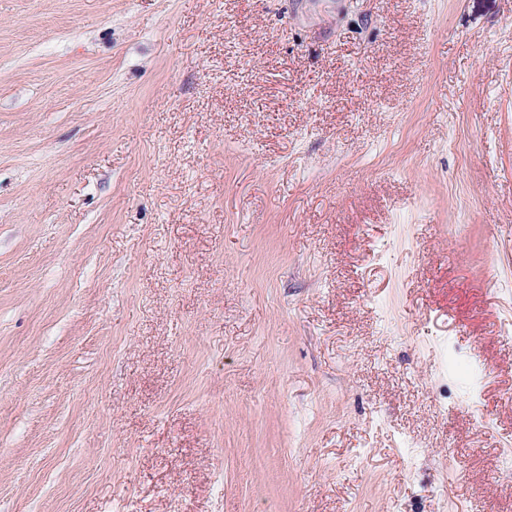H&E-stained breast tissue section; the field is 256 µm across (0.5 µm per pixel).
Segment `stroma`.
Wrapping results in <instances>:
<instances>
[{"label": "stroma", "instance_id": "1", "mask_svg": "<svg viewBox=\"0 0 512 512\" xmlns=\"http://www.w3.org/2000/svg\"><path fill=\"white\" fill-rule=\"evenodd\" d=\"M510 324L512 0H0V512H512Z\"/></svg>", "mask_w": 512, "mask_h": 512}]
</instances>
